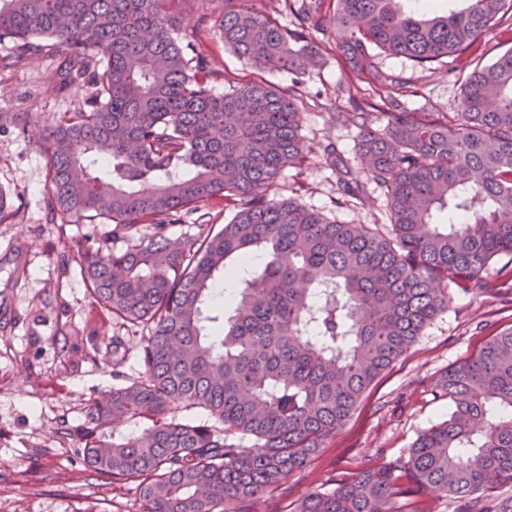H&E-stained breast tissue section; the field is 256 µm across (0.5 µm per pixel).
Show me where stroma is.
<instances>
[{"mask_svg": "<svg viewBox=\"0 0 512 512\" xmlns=\"http://www.w3.org/2000/svg\"><path fill=\"white\" fill-rule=\"evenodd\" d=\"M322 49L301 86L304 156L270 188L347 224H385L384 197L365 184L364 199L343 195L324 148L336 144L359 166L353 128L335 112L350 99L379 102L367 75L346 67L332 31L313 32ZM216 90L267 79L285 90L292 76L270 75L247 64L219 39L208 42ZM378 65L406 78L400 102L413 112L457 111L468 71L437 61L420 67L378 53ZM53 56L19 70H0V113H27L25 127L0 120V193L11 218L0 221V512H140L137 482L115 481L86 469L73 429L104 391L141 375L148 329L113 320L94 300L77 265L76 246L98 241L102 224L53 217L48 173L37 143L53 115L78 108L93 86L57 91ZM451 300L415 343L363 395L345 424L306 465L292 471L252 512H294L298 501L333 488L336 478L362 464L405 455L417 435L447 418V401L432 394L434 381L473 355L496 333L512 329V286L475 296L449 286Z\"/></svg>", "mask_w": 512, "mask_h": 512, "instance_id": "stroma-1", "label": "stroma"}]
</instances>
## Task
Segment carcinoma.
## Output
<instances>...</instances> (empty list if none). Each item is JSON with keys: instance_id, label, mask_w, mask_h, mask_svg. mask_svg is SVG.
<instances>
[{"instance_id": "obj_1", "label": "carcinoma", "mask_w": 512, "mask_h": 512, "mask_svg": "<svg viewBox=\"0 0 512 512\" xmlns=\"http://www.w3.org/2000/svg\"><path fill=\"white\" fill-rule=\"evenodd\" d=\"M184 2L0 0V43L10 44L0 66L30 64L49 41L59 88L92 83L39 143L50 202L63 217L109 224L80 246V274L105 311L149 327L141 376L93 401L74 429L86 466L140 481L142 512H230L308 462L448 308V284L486 293L491 261L512 256V48L470 73L460 111L444 118L394 98L379 116L367 100L336 113L356 128L366 180L387 200L383 232L268 195L304 150L298 86L321 53L302 31L336 29L352 69L401 93L408 81L380 70L372 49L420 66L455 62L512 18V0H459L443 13L411 0H286L298 31L255 0H218L224 47L294 75L286 93L262 81L222 94L209 14L191 20ZM324 154L339 189L363 198L349 161L331 144ZM212 200L231 207L219 230L169 235L192 215L209 224ZM116 237L125 249H112ZM238 269L233 299L213 305L216 282ZM434 394L448 399V418L406 456L358 468L295 512H434L418 489L484 512L483 494L512 485V329L448 368ZM182 407L208 420L181 419ZM120 420L141 430L118 434Z\"/></svg>"}]
</instances>
